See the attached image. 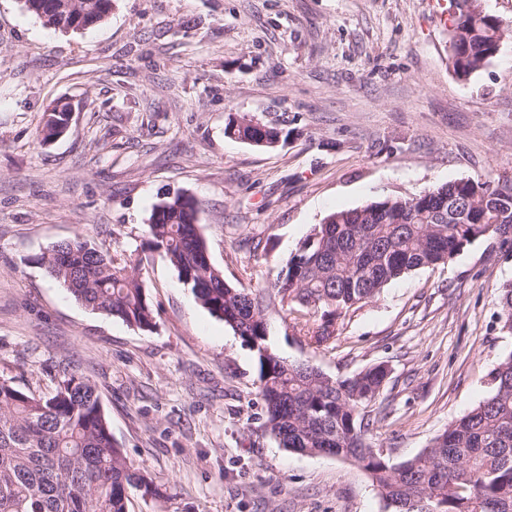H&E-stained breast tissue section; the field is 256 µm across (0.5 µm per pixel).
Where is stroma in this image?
I'll list each match as a JSON object with an SVG mask.
<instances>
[{
	"instance_id": "35a3bbf8",
	"label": "stroma",
	"mask_w": 512,
	"mask_h": 512,
	"mask_svg": "<svg viewBox=\"0 0 512 512\" xmlns=\"http://www.w3.org/2000/svg\"><path fill=\"white\" fill-rule=\"evenodd\" d=\"M450 14L449 0H115L64 32L0 0V378L44 390L63 361L95 383L160 492L129 490V512H384L358 465L265 431L254 351L144 230L164 196L194 197L211 263L258 288L331 212L512 176V37L457 78ZM59 100L70 127L47 142ZM242 115L287 140L228 136ZM78 235L141 257L153 329L85 308L38 264ZM510 281L512 250L487 235L388 284L340 321L335 349L301 344L276 309L267 345L333 377L388 365L369 440L401 462L487 397L512 351L497 320Z\"/></svg>"
}]
</instances>
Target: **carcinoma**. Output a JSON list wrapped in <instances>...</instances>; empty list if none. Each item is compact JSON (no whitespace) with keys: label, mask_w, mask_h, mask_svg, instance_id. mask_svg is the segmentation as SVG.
Returning a JSON list of instances; mask_svg holds the SVG:
<instances>
[{"label":"carcinoma","mask_w":512,"mask_h":512,"mask_svg":"<svg viewBox=\"0 0 512 512\" xmlns=\"http://www.w3.org/2000/svg\"><path fill=\"white\" fill-rule=\"evenodd\" d=\"M451 2L449 61L467 78L497 54L512 27L485 13L480 0ZM25 4L45 25L64 30L99 24L112 10V0ZM196 214L181 193L161 200L146 224V246L165 255L200 304L248 346L266 344V314L278 307L301 342L332 350L338 320L389 283L444 265L486 235L512 246V177L462 180L335 211L305 237L277 281L260 288H237L206 262ZM37 262L91 310L142 330L155 326L138 262L121 264L81 235ZM499 324L512 335V284L501 288ZM256 354L266 430L290 451L362 467L385 512H512V351L490 372L485 400L398 463L367 438L366 409L385 385L382 365L333 378L273 352ZM47 376L55 387L46 394L0 379V512H128L129 489L144 485L158 495L113 440L95 384L68 364Z\"/></svg>","instance_id":"1"}]
</instances>
